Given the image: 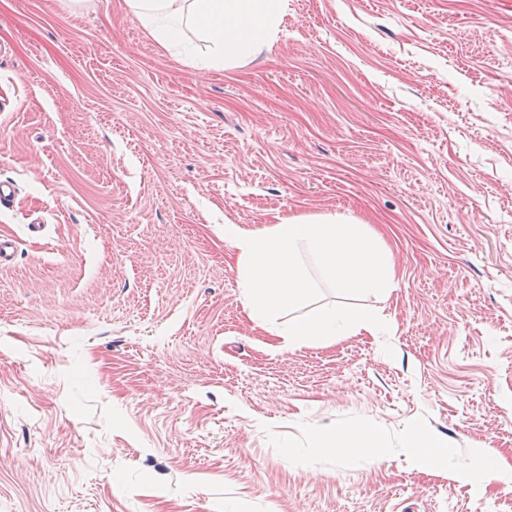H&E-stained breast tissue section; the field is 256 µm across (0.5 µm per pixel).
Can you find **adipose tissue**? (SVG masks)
Masks as SVG:
<instances>
[{
    "label": "adipose tissue",
    "mask_w": 512,
    "mask_h": 512,
    "mask_svg": "<svg viewBox=\"0 0 512 512\" xmlns=\"http://www.w3.org/2000/svg\"><path fill=\"white\" fill-rule=\"evenodd\" d=\"M128 11L164 47L178 49L202 67L234 68L255 59L276 36L287 13V0H125ZM196 38H189L188 30ZM207 54L197 57L196 43ZM370 430L340 425L321 433L318 442L330 455L346 458L361 451Z\"/></svg>",
    "instance_id": "ef3b65f1"
}]
</instances>
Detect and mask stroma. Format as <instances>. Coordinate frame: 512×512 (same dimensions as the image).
I'll return each instance as SVG.
<instances>
[{"mask_svg":"<svg viewBox=\"0 0 512 512\" xmlns=\"http://www.w3.org/2000/svg\"><path fill=\"white\" fill-rule=\"evenodd\" d=\"M0 45V512H512V0H288L231 70L124 0H0ZM335 212L395 331L278 349L224 227ZM372 434V429L340 425L321 433L317 441L328 454L338 458H346L360 453L362 443L365 439L370 438ZM428 451L420 452L413 457V468L419 473H428L442 468L448 461V442L440 436L432 438Z\"/></svg>","mask_w":512,"mask_h":512,"instance_id":"stroma-1","label":"stroma"}]
</instances>
